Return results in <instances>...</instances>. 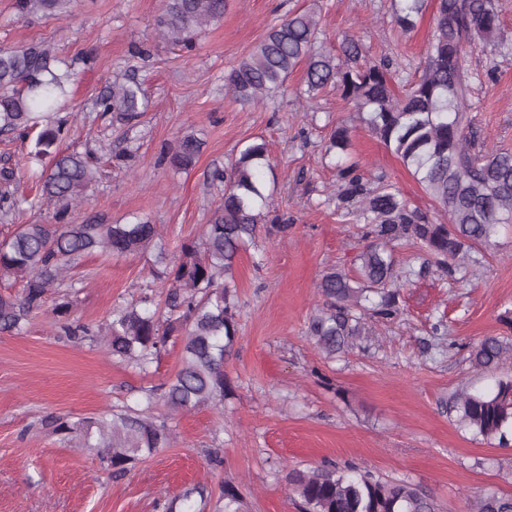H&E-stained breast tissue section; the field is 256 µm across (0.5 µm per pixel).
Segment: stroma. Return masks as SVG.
<instances>
[{
    "label": "stroma",
    "mask_w": 512,
    "mask_h": 512,
    "mask_svg": "<svg viewBox=\"0 0 512 512\" xmlns=\"http://www.w3.org/2000/svg\"><path fill=\"white\" fill-rule=\"evenodd\" d=\"M437 3L425 0L415 28L406 30L394 19L393 0H226L223 17L185 53L157 36L162 0H74L69 16L29 21L18 18L14 0H0V49L40 40L78 61L64 106L73 116L65 145L102 162L75 222L141 215L161 226L176 255L180 241L200 236L219 202L212 172L261 137L274 166L272 214L288 227L261 233L237 257L239 338L224 365L230 394L175 415L156 405L152 414L167 422L172 442L123 476L40 421L135 405L177 371L180 343L168 344L143 375L102 345L68 340L49 305L24 333H0V512H162L165 499L197 486L204 512H220L228 485L240 491L243 512H302L289 471L330 464L407 480L444 512H472L490 491L512 494V443L460 428L449 410L456 391L512 378V353L483 373L468 359L470 346L487 336L512 345V226L481 248L463 278L435 269L402 289L404 314L376 324L379 346L326 359L308 338L317 285L329 267L353 271L364 224L360 202L336 196L338 175L326 152L331 129L349 127V153L366 179L395 184L433 223L448 216L335 91L320 93L306 111L303 69L291 74L286 94L261 104L224 87L274 24L309 10L329 43L351 35L365 45L367 61L397 63L392 86L403 93L424 67ZM495 4L506 44L470 49L477 79L469 115L478 146L512 150V0ZM138 46L146 57H134ZM130 72L149 98L142 124L130 130L95 120L93 100ZM190 131L204 142L199 158L188 172H173L162 156ZM130 141L139 151L122 157ZM150 267L140 256L83 257L63 283L75 293L74 317L101 326L152 284ZM439 320L445 327L436 336L431 327Z\"/></svg>",
    "instance_id": "1"
}]
</instances>
